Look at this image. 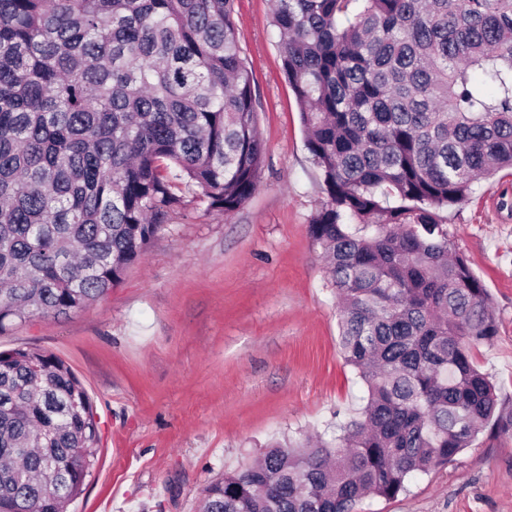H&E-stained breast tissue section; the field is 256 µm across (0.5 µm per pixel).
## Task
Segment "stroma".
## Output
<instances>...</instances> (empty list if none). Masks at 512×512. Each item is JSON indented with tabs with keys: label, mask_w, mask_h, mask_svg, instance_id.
<instances>
[{
	"label": "stroma",
	"mask_w": 512,
	"mask_h": 512,
	"mask_svg": "<svg viewBox=\"0 0 512 512\" xmlns=\"http://www.w3.org/2000/svg\"><path fill=\"white\" fill-rule=\"evenodd\" d=\"M233 19L266 145L252 196L229 215L189 202L106 297L0 333V351L58 356L93 400L97 459L70 512H195L225 471L363 406L308 234L326 195L270 0H234ZM444 216L497 316L474 360L512 408V171L479 180ZM354 512H512V433L484 431L447 465L413 476L407 493L363 499Z\"/></svg>",
	"instance_id": "obj_1"
}]
</instances>
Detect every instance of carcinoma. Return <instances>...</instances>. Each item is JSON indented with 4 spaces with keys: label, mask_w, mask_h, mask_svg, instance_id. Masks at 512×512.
<instances>
[{
    "label": "carcinoma",
    "mask_w": 512,
    "mask_h": 512,
    "mask_svg": "<svg viewBox=\"0 0 512 512\" xmlns=\"http://www.w3.org/2000/svg\"><path fill=\"white\" fill-rule=\"evenodd\" d=\"M326 201L308 233L341 308L362 418L268 448L198 512H353L488 426L512 430L472 351L487 290L440 211L512 168V0H272ZM230 0H0V333L121 283L186 206L229 215L265 143ZM99 444L71 368L0 351V512H67Z\"/></svg>",
    "instance_id": "carcinoma-1"
}]
</instances>
